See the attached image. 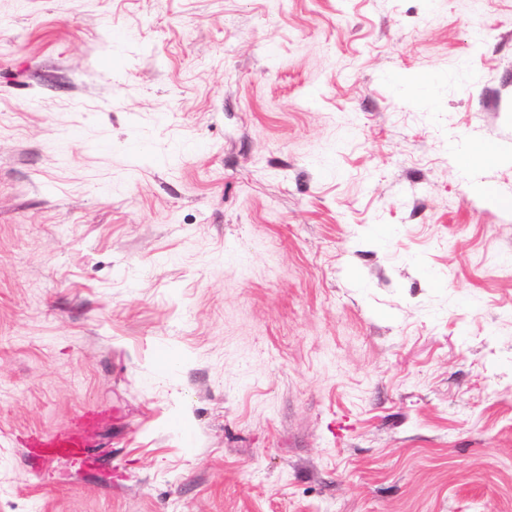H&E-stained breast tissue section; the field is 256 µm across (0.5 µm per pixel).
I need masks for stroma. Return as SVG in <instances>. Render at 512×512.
<instances>
[{"instance_id":"1","label":"stroma","mask_w":512,"mask_h":512,"mask_svg":"<svg viewBox=\"0 0 512 512\" xmlns=\"http://www.w3.org/2000/svg\"><path fill=\"white\" fill-rule=\"evenodd\" d=\"M503 197L512 0H0V512H512ZM42 441L41 448H68L71 458L77 456L89 457L87 440L78 433L70 435H38Z\"/></svg>"}]
</instances>
